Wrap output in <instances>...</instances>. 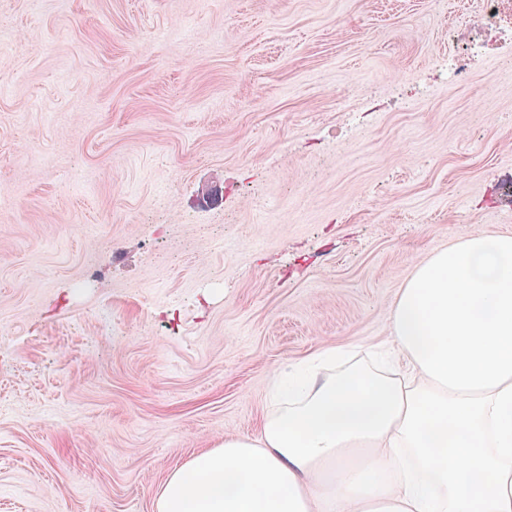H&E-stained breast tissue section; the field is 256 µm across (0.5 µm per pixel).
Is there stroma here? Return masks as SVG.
<instances>
[{
	"label": "stroma",
	"instance_id": "obj_1",
	"mask_svg": "<svg viewBox=\"0 0 512 512\" xmlns=\"http://www.w3.org/2000/svg\"><path fill=\"white\" fill-rule=\"evenodd\" d=\"M481 2L0 0V512H155L280 364L512 236Z\"/></svg>",
	"mask_w": 512,
	"mask_h": 512
}]
</instances>
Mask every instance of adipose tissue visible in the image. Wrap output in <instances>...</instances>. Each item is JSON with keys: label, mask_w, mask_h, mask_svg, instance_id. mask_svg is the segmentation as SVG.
<instances>
[{"label": "adipose tissue", "mask_w": 512, "mask_h": 512, "mask_svg": "<svg viewBox=\"0 0 512 512\" xmlns=\"http://www.w3.org/2000/svg\"><path fill=\"white\" fill-rule=\"evenodd\" d=\"M325 346L271 382L257 436H225L156 512H512V236L457 240L390 305L395 370Z\"/></svg>", "instance_id": "adipose-tissue-1"}]
</instances>
